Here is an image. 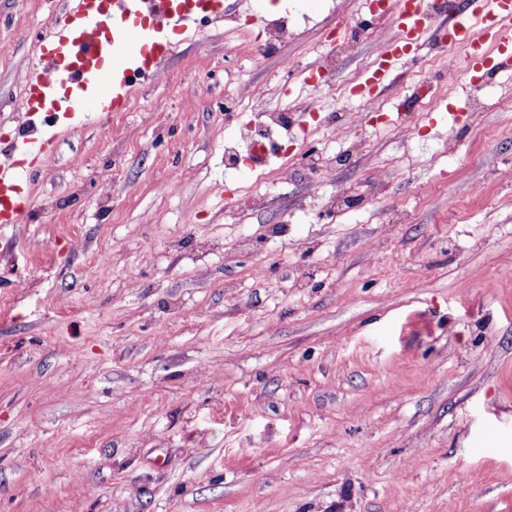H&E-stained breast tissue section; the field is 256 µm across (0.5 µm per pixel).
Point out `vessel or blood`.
<instances>
[{"mask_svg": "<svg viewBox=\"0 0 512 512\" xmlns=\"http://www.w3.org/2000/svg\"><path fill=\"white\" fill-rule=\"evenodd\" d=\"M81 20L62 26L40 46L39 62L20 102L26 116L57 112H123L130 105L127 78L116 69L134 59L135 73L155 78L170 52L166 35L188 30L198 13L196 0H78ZM394 32L373 69L359 81L371 95L391 83L404 59L425 49L431 36L447 33L462 45L470 82L512 69V0H466L463 12L449 0H395ZM52 145L49 133L22 135L0 147V223L18 224L31 202L21 191L27 168Z\"/></svg>", "mask_w": 512, "mask_h": 512, "instance_id": "vessel-or-blood-1", "label": "vessel or blood"}]
</instances>
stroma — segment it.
<instances>
[{
  "label": "stroma",
  "instance_id": "obj_1",
  "mask_svg": "<svg viewBox=\"0 0 512 512\" xmlns=\"http://www.w3.org/2000/svg\"><path fill=\"white\" fill-rule=\"evenodd\" d=\"M258 8L287 39L224 0L127 111L60 121L0 224V512H512V71L472 86L463 47L449 72L427 49L381 117L349 89L391 15ZM66 9L0 0V142ZM263 112L291 114L287 156L232 166ZM434 86L428 79L415 82L410 88L409 97L404 100L403 112H417L416 108L433 95Z\"/></svg>",
  "mask_w": 512,
  "mask_h": 512
}]
</instances>
